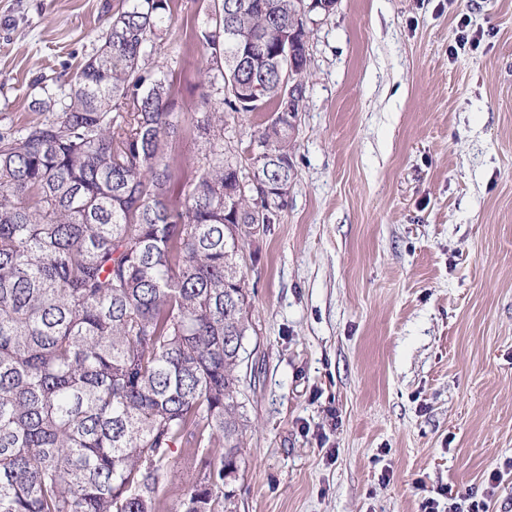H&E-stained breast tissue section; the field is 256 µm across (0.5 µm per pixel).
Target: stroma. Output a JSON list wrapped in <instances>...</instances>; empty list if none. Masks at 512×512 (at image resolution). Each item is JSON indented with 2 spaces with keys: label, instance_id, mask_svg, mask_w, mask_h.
Segmentation results:
<instances>
[{
  "label": "stroma",
  "instance_id": "35a3bbf8",
  "mask_svg": "<svg viewBox=\"0 0 512 512\" xmlns=\"http://www.w3.org/2000/svg\"><path fill=\"white\" fill-rule=\"evenodd\" d=\"M207 0L145 68L201 110ZM121 0H0V127L63 102ZM293 180L250 251L249 427L226 512H423L512 460V0L306 16ZM265 115L229 120L247 161Z\"/></svg>",
  "mask_w": 512,
  "mask_h": 512
}]
</instances>
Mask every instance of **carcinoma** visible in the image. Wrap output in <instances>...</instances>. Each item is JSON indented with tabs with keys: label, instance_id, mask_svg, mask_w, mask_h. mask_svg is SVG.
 Segmentation results:
<instances>
[{
	"label": "carcinoma",
	"instance_id": "carcinoma-1",
	"mask_svg": "<svg viewBox=\"0 0 512 512\" xmlns=\"http://www.w3.org/2000/svg\"><path fill=\"white\" fill-rule=\"evenodd\" d=\"M171 0H123L75 72L61 111L0 128V512H161L174 448L201 471L172 512H222L224 470L243 430L241 340L251 327L246 249L287 203L264 212L238 181L295 176L288 81L275 24L297 0H219L196 120L206 148L176 196L165 153L180 126L173 90L142 66ZM265 112L254 142L289 163L245 173L224 126Z\"/></svg>",
	"mask_w": 512,
	"mask_h": 512
}]
</instances>
